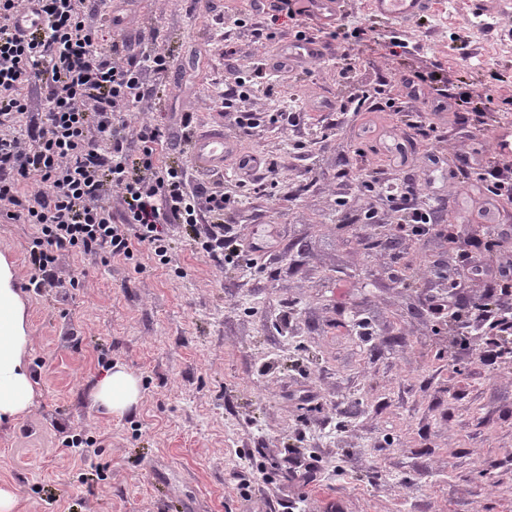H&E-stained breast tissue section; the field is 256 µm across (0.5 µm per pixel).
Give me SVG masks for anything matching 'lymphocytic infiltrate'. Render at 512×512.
Returning <instances> with one entry per match:
<instances>
[{"label": "lymphocytic infiltrate", "mask_w": 512, "mask_h": 512, "mask_svg": "<svg viewBox=\"0 0 512 512\" xmlns=\"http://www.w3.org/2000/svg\"><path fill=\"white\" fill-rule=\"evenodd\" d=\"M101 4L0 0V218L32 227L24 255L27 287L37 294L78 287V279L65 283L57 275L63 252L131 260L142 246L169 264L168 224L189 228L216 264L241 254L235 226L224 221L229 196L160 160V148L189 140L192 114L182 116L177 135L151 123L129 128L125 116L142 110L150 77H163L172 62L161 51L131 54L123 40L113 41L111 51L95 50L98 32L86 12ZM29 10L41 23L19 30L14 20ZM33 85L43 101L37 119L30 113ZM399 96L408 104L464 110L480 123L494 100L490 90L475 97L449 92L439 65L400 73ZM396 189L397 232L422 237L435 231L434 211L419 203L420 184L405 178ZM113 194L117 212L107 202Z\"/></svg>", "instance_id": "lymphocytic-infiltrate-1"}]
</instances>
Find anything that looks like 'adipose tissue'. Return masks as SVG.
<instances>
[{
    "instance_id": "ef3b65f1",
    "label": "adipose tissue",
    "mask_w": 512,
    "mask_h": 512,
    "mask_svg": "<svg viewBox=\"0 0 512 512\" xmlns=\"http://www.w3.org/2000/svg\"><path fill=\"white\" fill-rule=\"evenodd\" d=\"M25 317L15 274L0 257V422H11L25 414L35 396L28 360L31 338ZM93 392L96 403L112 414L128 412L140 398L137 378L121 367L97 379Z\"/></svg>"
}]
</instances>
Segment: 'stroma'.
I'll return each mask as SVG.
<instances>
[{
  "label": "stroma",
  "mask_w": 512,
  "mask_h": 512,
  "mask_svg": "<svg viewBox=\"0 0 512 512\" xmlns=\"http://www.w3.org/2000/svg\"><path fill=\"white\" fill-rule=\"evenodd\" d=\"M466 2L434 0L402 62L350 34L289 73L256 64L293 40L292 23L259 43L232 24L256 17L253 0H212L201 17L190 0H108L90 14L104 41L173 60L133 122L176 133L189 112L197 134L237 138L216 100L240 72L258 80L236 109L292 112L298 124L237 139L242 153L273 161L265 192L228 169L210 176L243 237L229 265L197 254L174 224L172 265L146 249L107 263L67 254L59 275L78 287L38 295L25 287L28 225L0 223V255L24 287L35 387L31 408L0 425V488L13 512H289L301 493L304 512H512V364L485 366L484 344L472 341L484 325L450 326L427 301L484 304L512 262V199L491 196L485 177L512 138V0H492L479 18ZM352 58L357 71L342 76ZM438 62L449 86L493 85L498 99L488 126L431 113L443 140L428 152L407 142L393 108L396 71ZM361 88L378 94L360 111L336 109ZM459 153L477 163L464 191L454 187ZM357 172L417 179L436 233L368 223L364 206L385 214L391 203L382 191L360 203ZM340 194L350 205H337ZM117 366L141 394L110 415L92 386ZM62 426L106 446L75 461L58 447ZM296 456L319 461L301 492L288 479Z\"/></svg>",
  "instance_id": "stroma-1"
}]
</instances>
